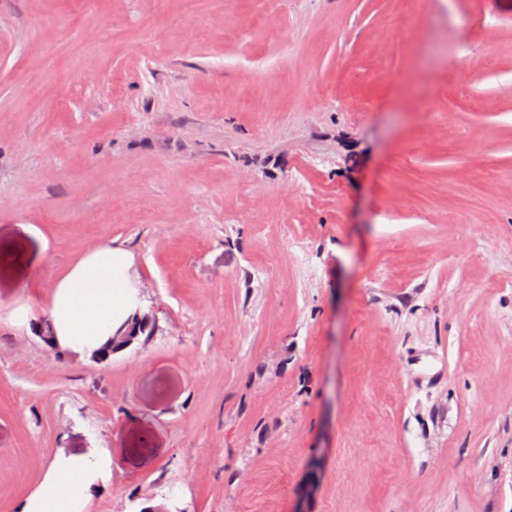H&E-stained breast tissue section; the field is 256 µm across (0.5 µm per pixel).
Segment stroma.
I'll return each mask as SVG.
<instances>
[{"label": "stroma", "instance_id": "35a3bbf8", "mask_svg": "<svg viewBox=\"0 0 512 512\" xmlns=\"http://www.w3.org/2000/svg\"><path fill=\"white\" fill-rule=\"evenodd\" d=\"M101 449L84 512H512V0H0V512ZM129 252L120 246L92 251L55 287L49 307L46 336L55 344L81 353H93L98 362L134 342L145 321L137 314L114 330L138 307V294L128 269ZM113 334V335H112ZM57 338V341H56Z\"/></svg>", "mask_w": 512, "mask_h": 512}]
</instances>
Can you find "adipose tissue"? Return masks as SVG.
I'll use <instances>...</instances> for the list:
<instances>
[{"label": "adipose tissue", "mask_w": 512, "mask_h": 512, "mask_svg": "<svg viewBox=\"0 0 512 512\" xmlns=\"http://www.w3.org/2000/svg\"><path fill=\"white\" fill-rule=\"evenodd\" d=\"M129 252L120 246L92 251L55 287L49 318L59 344L90 353L112 336L138 306L128 269ZM109 465L107 452L59 464L22 512H81L96 477Z\"/></svg>", "instance_id": "adipose-tissue-1"}]
</instances>
